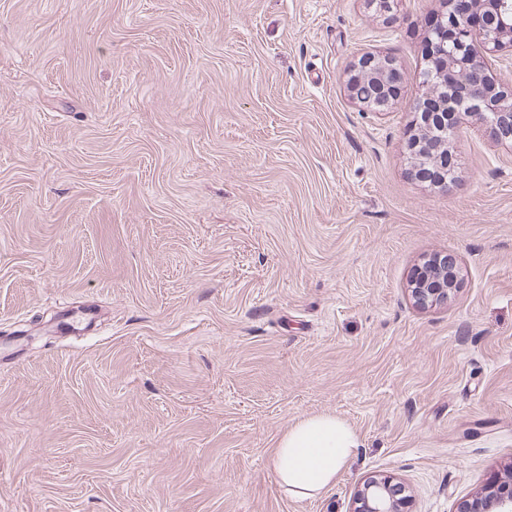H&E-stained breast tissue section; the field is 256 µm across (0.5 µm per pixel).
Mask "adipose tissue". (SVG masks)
Instances as JSON below:
<instances>
[{"instance_id":"obj_1","label":"adipose tissue","mask_w":512,"mask_h":512,"mask_svg":"<svg viewBox=\"0 0 512 512\" xmlns=\"http://www.w3.org/2000/svg\"><path fill=\"white\" fill-rule=\"evenodd\" d=\"M358 446L355 430L335 415L307 417L281 434L272 469L289 494L311 497L335 482Z\"/></svg>"}]
</instances>
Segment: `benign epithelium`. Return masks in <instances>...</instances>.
<instances>
[{
	"mask_svg": "<svg viewBox=\"0 0 512 512\" xmlns=\"http://www.w3.org/2000/svg\"><path fill=\"white\" fill-rule=\"evenodd\" d=\"M488 24L466 7H452L444 28L427 33V62L437 63L447 75V88L441 83L421 84L416 110L419 133L408 144L415 178H429L432 184L448 187V152L452 139L469 118L480 116L489 133L502 144L512 145V89L491 75L492 66L505 52L512 53V0H482ZM483 65L484 77L473 75V62ZM401 82L395 62L388 56L367 52L358 59L349 79L354 100L373 112H383L392 104L385 95L388 77ZM448 131L439 137L437 129ZM452 254L428 261L441 272L434 283L417 277L413 284L416 301L429 305L448 299L453 281L448 267H456ZM406 487L391 478L368 480L355 499L353 512H404ZM459 512H512V488L503 492L486 490L481 496L465 501Z\"/></svg>",
	"mask_w": 512,
	"mask_h": 512,
	"instance_id": "obj_1",
	"label": "benign epithelium"
}]
</instances>
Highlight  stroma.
Instances as JSON below:
<instances>
[{
    "instance_id": "obj_1",
    "label": "stroma",
    "mask_w": 512,
    "mask_h": 512,
    "mask_svg": "<svg viewBox=\"0 0 512 512\" xmlns=\"http://www.w3.org/2000/svg\"><path fill=\"white\" fill-rule=\"evenodd\" d=\"M447 10L0 0V512H353L389 476L457 512L512 475V148L470 119L440 188L407 147ZM323 413L360 446L298 499L271 451ZM388 76L401 82L395 62L388 56L367 52L358 59L357 67L349 79V91L354 100L373 112L387 110L392 101L385 95ZM365 87V93H359V88ZM458 263L457 257L452 254H446L444 256H438L433 260L428 261L427 265L432 268H440L445 271H440L438 274V278H431L430 280H426V276L422 277L416 276L413 281V294L416 298V301L422 305H429L433 303H437L440 301L448 300V290L452 289L454 284L450 276H448V266L453 267V270L456 268ZM444 279V281H443ZM432 283L429 288V283ZM418 287L415 288V286Z\"/></svg>"
}]
</instances>
